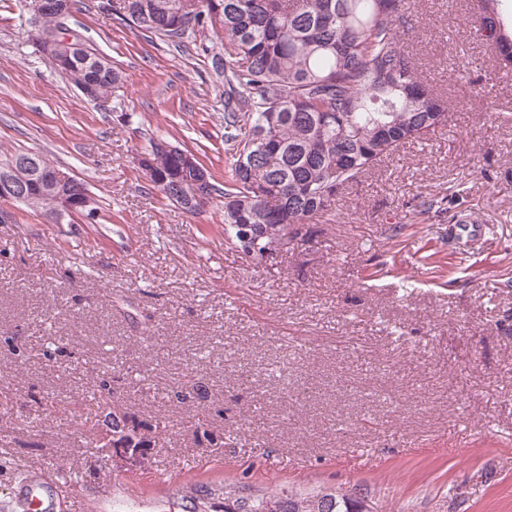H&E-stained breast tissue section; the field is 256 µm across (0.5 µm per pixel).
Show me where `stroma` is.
Wrapping results in <instances>:
<instances>
[{
    "label": "stroma",
    "instance_id": "stroma-1",
    "mask_svg": "<svg viewBox=\"0 0 512 512\" xmlns=\"http://www.w3.org/2000/svg\"><path fill=\"white\" fill-rule=\"evenodd\" d=\"M404 48L452 107L261 260L224 241L219 200L190 213L147 183L150 140L223 184L224 87L193 42L148 38L80 0L70 20L124 76L83 101L0 0V162L47 154L95 211L53 222L0 199V512L17 471L66 512H183L223 482L367 496L377 512H512V78L470 0H407ZM452 196L447 210L424 201ZM145 368L117 415L182 423L164 455L100 465L83 432L103 371ZM197 384L208 407L175 397Z\"/></svg>",
    "mask_w": 512,
    "mask_h": 512
}]
</instances>
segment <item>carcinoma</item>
<instances>
[{
  "label": "carcinoma",
  "instance_id": "carcinoma-1",
  "mask_svg": "<svg viewBox=\"0 0 512 512\" xmlns=\"http://www.w3.org/2000/svg\"><path fill=\"white\" fill-rule=\"evenodd\" d=\"M33 35L35 51L46 55L80 93L110 99L122 81L112 60L86 44L82 34L62 26L61 11L72 17L78 0H50ZM114 19L144 33L182 44L213 35L224 52L200 43L224 80V139L232 162L224 189L207 184V198H224V242L252 258H263L286 232L311 224L335 197L402 144L420 140L448 123V103L424 83L413 55L403 47L398 26L404 0H110ZM504 0H472L481 36L512 58V22L502 16ZM156 153L154 172L166 179L150 183L166 199L185 206L172 186L181 180L183 155ZM55 165L42 153L21 151L0 164V179L27 185V208L46 216L61 207L55 191L39 187V173ZM251 225L252 236L241 226ZM97 404L105 411L117 392L98 385ZM137 433L143 448L162 451L156 436L173 434L181 423L165 415L152 424L127 417L111 430ZM223 496L235 512H274L288 499V512H314V496L270 492L236 496L226 486L185 496L188 512H208L209 500ZM325 512H352L334 493Z\"/></svg>",
  "mask_w": 512,
  "mask_h": 512
}]
</instances>
